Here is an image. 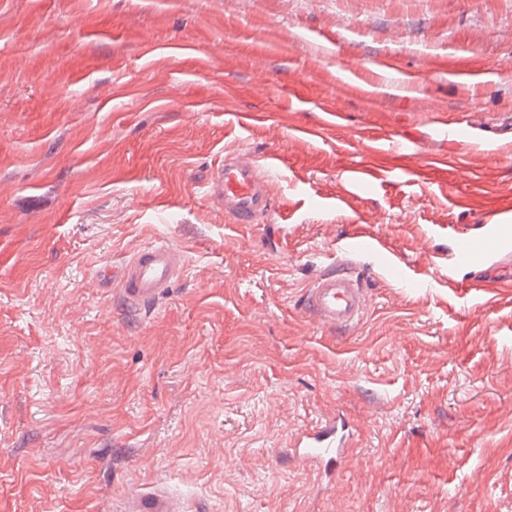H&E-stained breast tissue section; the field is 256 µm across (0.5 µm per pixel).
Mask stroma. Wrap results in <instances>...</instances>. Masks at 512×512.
Instances as JSON below:
<instances>
[{"label":"stroma","mask_w":512,"mask_h":512,"mask_svg":"<svg viewBox=\"0 0 512 512\" xmlns=\"http://www.w3.org/2000/svg\"><path fill=\"white\" fill-rule=\"evenodd\" d=\"M231 151L279 160L265 223L211 197ZM495 213L512 0H0V512H512V257L451 261ZM158 240L187 270L128 311L97 274ZM339 413L329 481L287 450ZM307 310L323 326L347 328L357 324L366 307L362 280L343 265L329 269L304 297ZM190 500L157 482L146 490L133 492L112 505L114 512H190Z\"/></svg>","instance_id":"obj_1"}]
</instances>
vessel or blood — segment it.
<instances>
[{
	"label": "vessel or blood",
	"instance_id": "1",
	"mask_svg": "<svg viewBox=\"0 0 512 512\" xmlns=\"http://www.w3.org/2000/svg\"><path fill=\"white\" fill-rule=\"evenodd\" d=\"M276 157L256 161L243 152L225 155L213 184L224 213L236 224L265 222L272 209L267 173L275 169ZM486 245L512 249V222L496 218L485 227ZM185 272L183 252L167 241H155L135 250L117 271H102L103 287L114 288L123 305L131 311L154 306L171 284ZM307 310L323 326L347 328L357 324L366 307L362 280L346 267L328 270L304 297ZM353 433L345 420L336 418L303 432L292 450L304 463L334 472L344 461ZM190 500L158 482L133 492L112 505L113 512H191Z\"/></svg>",
	"mask_w": 512,
	"mask_h": 512
}]
</instances>
